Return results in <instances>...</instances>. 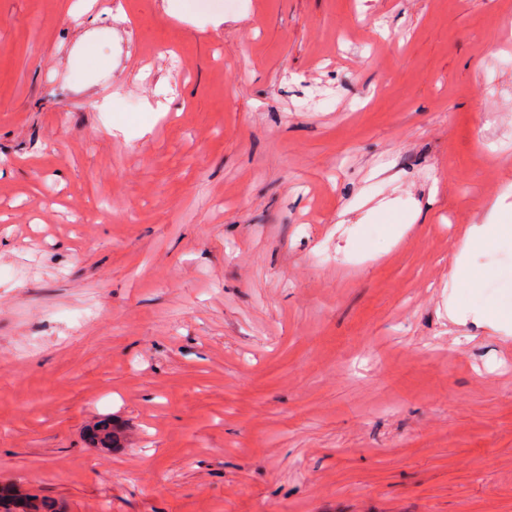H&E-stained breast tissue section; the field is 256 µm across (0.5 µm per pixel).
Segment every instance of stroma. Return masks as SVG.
<instances>
[{
  "label": "stroma",
  "instance_id": "35a3bbf8",
  "mask_svg": "<svg viewBox=\"0 0 512 512\" xmlns=\"http://www.w3.org/2000/svg\"><path fill=\"white\" fill-rule=\"evenodd\" d=\"M511 214L512 0H0V488L512 512ZM512 222V220H511ZM474 224L467 229L461 256L457 259V270L467 272L470 288H479V280L468 269V257L473 251L489 247L499 241L509 239L512 242V224Z\"/></svg>",
  "mask_w": 512,
  "mask_h": 512
}]
</instances>
